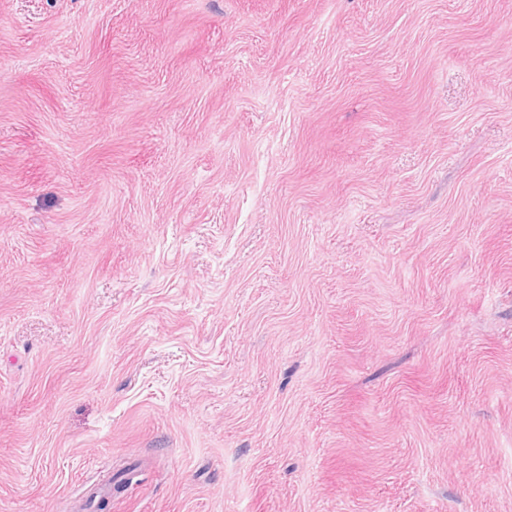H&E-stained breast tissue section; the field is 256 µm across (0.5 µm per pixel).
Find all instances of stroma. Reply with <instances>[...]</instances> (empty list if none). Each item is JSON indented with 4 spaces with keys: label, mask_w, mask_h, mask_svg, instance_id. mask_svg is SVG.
<instances>
[{
    "label": "stroma",
    "mask_w": 512,
    "mask_h": 512,
    "mask_svg": "<svg viewBox=\"0 0 512 512\" xmlns=\"http://www.w3.org/2000/svg\"><path fill=\"white\" fill-rule=\"evenodd\" d=\"M512 512V0H0V512Z\"/></svg>",
    "instance_id": "stroma-1"
}]
</instances>
